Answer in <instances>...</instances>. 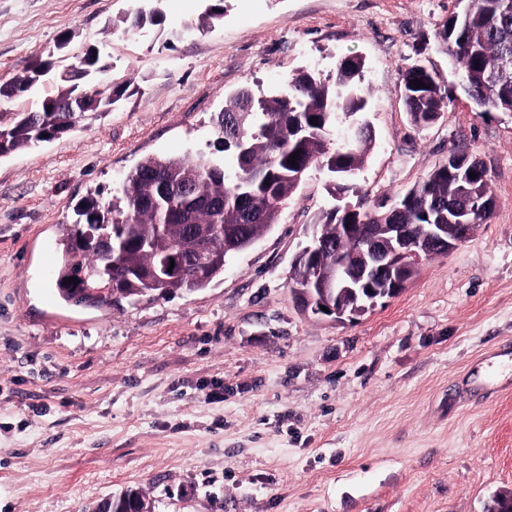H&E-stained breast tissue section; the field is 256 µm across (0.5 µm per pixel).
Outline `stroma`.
<instances>
[{"label":"stroma","mask_w":512,"mask_h":512,"mask_svg":"<svg viewBox=\"0 0 512 512\" xmlns=\"http://www.w3.org/2000/svg\"><path fill=\"white\" fill-rule=\"evenodd\" d=\"M0 0V83L51 63L34 97L90 46L111 112L0 160V512H91L142 491L153 512H486L512 495V112L477 110L439 48L461 0ZM364 61L374 146L350 203L372 209L467 152L493 214L422 259L396 297L354 320L302 312L290 272L336 201L310 171L279 221L210 287L109 309L54 297L57 240L89 193L107 201L149 155L216 152L213 119L242 87ZM448 93L414 127L401 72Z\"/></svg>","instance_id":"1"}]
</instances>
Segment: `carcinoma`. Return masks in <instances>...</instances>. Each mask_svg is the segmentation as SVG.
Segmentation results:
<instances>
[{
	"instance_id": "1",
	"label": "carcinoma",
	"mask_w": 512,
	"mask_h": 512,
	"mask_svg": "<svg viewBox=\"0 0 512 512\" xmlns=\"http://www.w3.org/2000/svg\"><path fill=\"white\" fill-rule=\"evenodd\" d=\"M210 6L199 18L200 30L221 19L223 7ZM469 15L451 14L437 28L441 48L458 68L472 104L483 112L501 111L512 105V0H468ZM158 25L161 14L138 10L129 18L130 27L146 23ZM72 77L57 86L55 94L40 98L20 112L0 111V159L36 146V133L64 124L71 130L86 120L84 112H66L68 97L79 91L91 92L89 74L77 61ZM364 63L359 57L336 63L334 73L323 77L303 71L270 95L256 96L243 88L231 95L215 120V130L224 151L233 156L226 167L210 156L196 158H144L126 174L121 195L105 204L89 197L77 205L76 225L105 224L122 241L121 251L106 257L81 243L71 232L59 240L54 283L59 298L80 305L75 297L72 276L79 284L112 283V296L99 308H110L123 299L149 296L167 298L208 287L224 274L227 260L243 252L278 222L281 206L298 190L302 177L313 168L325 169L334 178L333 188L356 192L348 171H358L373 147L368 136L347 140L345 128L365 112L367 100L361 87ZM418 79L423 88L412 85ZM404 103L411 123L420 129L434 124L447 107L446 90L436 73L414 61L401 71ZM33 87L27 72L0 84V107L14 105L23 97V86ZM317 118V124L309 119ZM297 153L298 167L288 163ZM464 163L448 167L442 163L422 182L396 199L403 211L395 216L382 207L363 211H331L316 224L317 234L337 241V250L320 255L314 265L294 267L292 291L304 298L312 289L313 267L336 264V252L347 258L357 253L359 241L348 235L336 239L339 224H412L422 232L424 224L448 223V209L433 202L453 199L460 208L476 201L494 203L489 194V171L473 155L460 154ZM475 177H469L470 173ZM247 197L254 209L248 220L238 208V199ZM209 231L206 265L179 276L150 273L164 264L174 250L190 258L196 250L191 228Z\"/></svg>"
}]
</instances>
